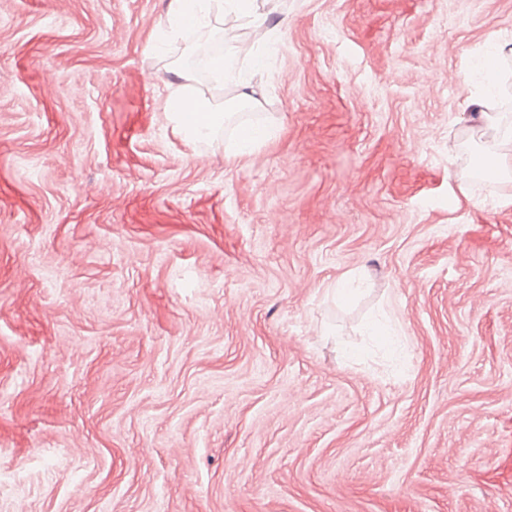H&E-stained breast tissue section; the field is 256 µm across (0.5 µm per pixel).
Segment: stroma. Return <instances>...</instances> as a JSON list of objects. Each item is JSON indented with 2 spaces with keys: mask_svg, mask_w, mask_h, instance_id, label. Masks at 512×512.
<instances>
[{
  "mask_svg": "<svg viewBox=\"0 0 512 512\" xmlns=\"http://www.w3.org/2000/svg\"><path fill=\"white\" fill-rule=\"evenodd\" d=\"M169 2L0 0V512H512V0H279L236 159ZM502 50V46L493 47V49L476 64V68L483 73L486 80V93H491L497 87ZM165 112L175 122L179 132L194 143L210 138L229 114L224 103L221 107L206 98L195 96L187 86L178 87L168 95ZM248 126V127H247ZM274 132L273 125L245 124L241 125L236 134V141L231 150L232 156H241L256 146L267 141Z\"/></svg>",
  "mask_w": 512,
  "mask_h": 512,
  "instance_id": "35a3bbf8",
  "label": "stroma"
}]
</instances>
